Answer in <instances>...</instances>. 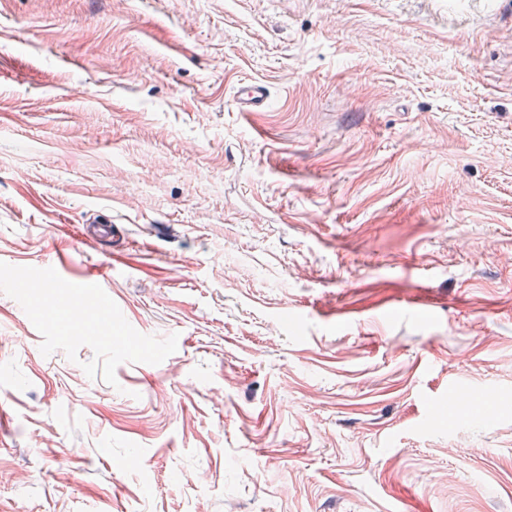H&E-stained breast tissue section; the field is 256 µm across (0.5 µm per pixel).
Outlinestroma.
<instances>
[{"mask_svg": "<svg viewBox=\"0 0 512 512\" xmlns=\"http://www.w3.org/2000/svg\"><path fill=\"white\" fill-rule=\"evenodd\" d=\"M0 262V512H512V0H0ZM269 91L266 85L258 82H246L239 85L234 100L242 112H260L267 104ZM56 228L59 231V235H71L72 233L86 241L102 240L111 233L110 226L100 221H94L93 224H82L76 228H72L68 224H58Z\"/></svg>", "mask_w": 512, "mask_h": 512, "instance_id": "obj_1", "label": "stroma"}]
</instances>
